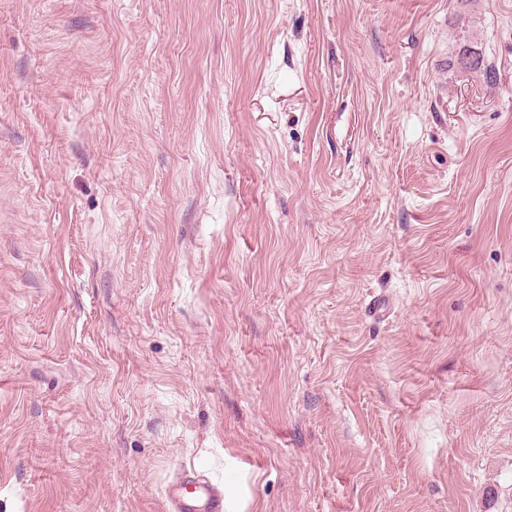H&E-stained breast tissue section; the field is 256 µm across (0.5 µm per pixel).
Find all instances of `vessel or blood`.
Returning <instances> with one entry per match:
<instances>
[{
	"instance_id": "vessel-or-blood-1",
	"label": "vessel or blood",
	"mask_w": 512,
	"mask_h": 512,
	"mask_svg": "<svg viewBox=\"0 0 512 512\" xmlns=\"http://www.w3.org/2000/svg\"><path fill=\"white\" fill-rule=\"evenodd\" d=\"M168 512H225L223 490L200 470L180 469L165 489Z\"/></svg>"
}]
</instances>
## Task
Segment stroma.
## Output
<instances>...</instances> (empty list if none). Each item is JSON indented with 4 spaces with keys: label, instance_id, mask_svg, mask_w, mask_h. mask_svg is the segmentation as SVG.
Wrapping results in <instances>:
<instances>
[{
    "label": "stroma",
    "instance_id": "obj_1",
    "mask_svg": "<svg viewBox=\"0 0 512 512\" xmlns=\"http://www.w3.org/2000/svg\"><path fill=\"white\" fill-rule=\"evenodd\" d=\"M189 463L512 512V0H0V512ZM467 55H470L476 61L474 68L471 69L470 71H480L481 73H483V76H485L486 79H492L494 77V73L492 72V70L488 66L484 65V57L482 51H479L477 47L471 44L460 45L458 52H456L454 64H456L459 67L460 64L464 68L469 67L471 60L469 58H463Z\"/></svg>",
    "mask_w": 512,
    "mask_h": 512
}]
</instances>
